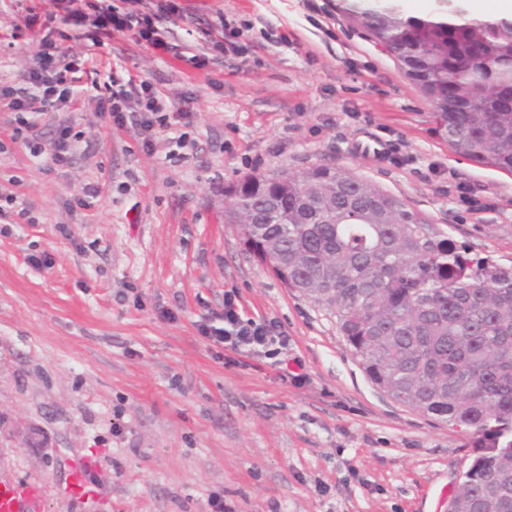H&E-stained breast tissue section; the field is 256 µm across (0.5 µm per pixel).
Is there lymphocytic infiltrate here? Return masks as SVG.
<instances>
[{
    "mask_svg": "<svg viewBox=\"0 0 512 512\" xmlns=\"http://www.w3.org/2000/svg\"><path fill=\"white\" fill-rule=\"evenodd\" d=\"M186 11L183 0H55L51 12L29 8L24 22L38 31V48L19 81L0 85V110L9 113L10 140L23 141L32 156L45 155L53 165L68 166L75 137L69 120L59 118L58 113L81 110L83 103L74 97L79 69L67 61L65 42L84 38L101 46L132 30L138 44L180 58L182 46L160 38L156 24ZM92 101L98 116L116 127L131 128L147 151L155 149L161 132L193 122L191 98L172 99L151 80L130 73L112 80ZM45 118L51 121L52 133L46 144L39 129ZM196 326L207 341L233 354L270 359L288 353L290 338L281 323L265 316H247L232 289L224 293L223 311L207 312Z\"/></svg>",
    "mask_w": 512,
    "mask_h": 512,
    "instance_id": "lymphocytic-infiltrate-1",
    "label": "lymphocytic infiltrate"
}]
</instances>
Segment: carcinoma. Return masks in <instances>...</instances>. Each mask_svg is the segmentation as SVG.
Returning <instances> with one entry per match:
<instances>
[{
    "label": "carcinoma",
    "mask_w": 512,
    "mask_h": 512,
    "mask_svg": "<svg viewBox=\"0 0 512 512\" xmlns=\"http://www.w3.org/2000/svg\"><path fill=\"white\" fill-rule=\"evenodd\" d=\"M343 18L384 42L458 156L512 174V22L406 16L358 0ZM224 221L336 323L373 385L472 435L448 512H512V264L471 254L348 169L249 176Z\"/></svg>",
    "instance_id": "carcinoma-1"
}]
</instances>
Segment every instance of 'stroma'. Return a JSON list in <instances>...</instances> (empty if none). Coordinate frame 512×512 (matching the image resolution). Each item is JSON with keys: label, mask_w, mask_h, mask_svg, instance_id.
I'll return each instance as SVG.
<instances>
[{"label": "stroma", "mask_w": 512, "mask_h": 512, "mask_svg": "<svg viewBox=\"0 0 512 512\" xmlns=\"http://www.w3.org/2000/svg\"><path fill=\"white\" fill-rule=\"evenodd\" d=\"M33 3L53 7L0 0L1 84L36 48L23 26ZM342 6L193 0L177 27L187 55L202 20L242 30L239 54L205 68L129 33L106 48L67 42L69 59L95 66L80 98L127 70L193 98V153L170 131L144 151L90 107L69 118L97 150L72 166L12 142L0 153V192L15 198L0 218V476L41 481V512H77L64 489L80 457L102 512H210L215 492L235 512H446L469 436L374 386L335 323L224 221L225 185L328 165L400 196L471 253L512 262V174L451 152L430 102ZM370 133L397 145L401 164L356 156ZM88 183L99 197L68 212ZM230 288L248 316L281 322L289 365L234 366L200 336L199 316L222 310ZM296 370L304 386L291 384Z\"/></svg>", "instance_id": "35a3bbf8"}]
</instances>
